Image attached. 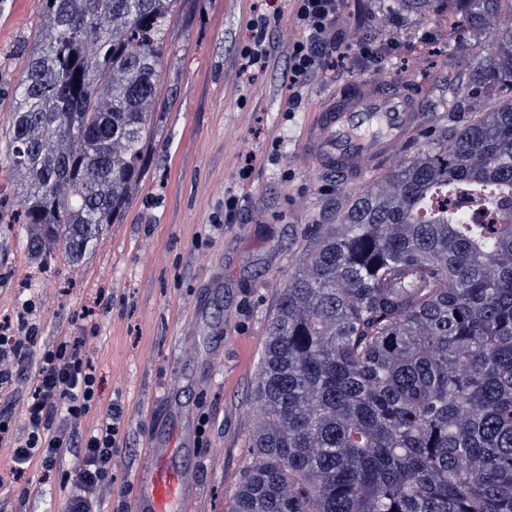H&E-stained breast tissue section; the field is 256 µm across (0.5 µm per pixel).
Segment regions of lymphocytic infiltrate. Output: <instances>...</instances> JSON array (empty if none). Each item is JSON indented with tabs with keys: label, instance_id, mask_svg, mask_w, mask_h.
Here are the masks:
<instances>
[{
	"label": "lymphocytic infiltrate",
	"instance_id": "1",
	"mask_svg": "<svg viewBox=\"0 0 512 512\" xmlns=\"http://www.w3.org/2000/svg\"><path fill=\"white\" fill-rule=\"evenodd\" d=\"M298 32L288 50L283 78L288 107L296 109L302 91L336 53L332 26L344 0H289ZM34 304L0 319V392L23 393V423L0 409V445L9 448L12 479L24 477L39 460L43 479L59 474L65 512H104L112 488L114 460L123 449L120 413L110 408L91 430L82 424L96 405L98 381L88 331L94 311L84 308L78 333L40 346Z\"/></svg>",
	"mask_w": 512,
	"mask_h": 512
}]
</instances>
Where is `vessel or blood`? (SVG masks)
I'll return each mask as SVG.
<instances>
[{
    "label": "vessel or blood",
    "mask_w": 512,
    "mask_h": 512,
    "mask_svg": "<svg viewBox=\"0 0 512 512\" xmlns=\"http://www.w3.org/2000/svg\"><path fill=\"white\" fill-rule=\"evenodd\" d=\"M425 124L413 80L351 82L333 91L307 126L301 156L322 173L356 183L392 162ZM193 443L188 421L169 445L151 439L129 512H196L198 488L186 464Z\"/></svg>",
    "instance_id": "1"
}]
</instances>
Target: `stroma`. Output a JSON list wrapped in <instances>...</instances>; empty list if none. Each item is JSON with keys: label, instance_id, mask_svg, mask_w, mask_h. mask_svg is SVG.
<instances>
[{"label": "stroma", "instance_id": "stroma-1", "mask_svg": "<svg viewBox=\"0 0 512 512\" xmlns=\"http://www.w3.org/2000/svg\"><path fill=\"white\" fill-rule=\"evenodd\" d=\"M41 0H0V315L25 301L42 344L74 335L81 311L99 295L92 360L98 402L91 429L110 405L122 411L127 450L115 462L106 512H127L142 449L150 436L173 439L180 420L171 400L185 402L200 432L190 467L201 491L199 512H227L241 475L257 409L251 388L267 323L294 261L309 249L316 225L337 220L354 189L297 157L305 126L336 88L397 67L417 70L430 127L470 121L436 103L458 75L460 52L428 53L448 42V23L396 10L380 0H346L336 20L341 48L288 111L281 81L288 46L298 36L288 0H178L165 33L155 132L127 205L78 266L64 256L32 263L18 221L20 174L7 161L12 89L22 48L44 18ZM264 14L275 47L261 70L241 72L248 22ZM389 28L378 26L379 17ZM399 41L375 61L361 44ZM252 173L240 181L239 170ZM239 199L224 214V193ZM37 493L0 484V512H63L55 480L29 468Z\"/></svg>", "mask_w": 512, "mask_h": 512}]
</instances>
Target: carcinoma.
I'll return each mask as SVG.
<instances>
[{
  "label": "carcinoma",
  "instance_id": "1",
  "mask_svg": "<svg viewBox=\"0 0 512 512\" xmlns=\"http://www.w3.org/2000/svg\"><path fill=\"white\" fill-rule=\"evenodd\" d=\"M8 161L27 248L80 263L138 182L177 0H42ZM444 127L319 224L270 318L229 512H512V0H448Z\"/></svg>",
  "mask_w": 512,
  "mask_h": 512
}]
</instances>
